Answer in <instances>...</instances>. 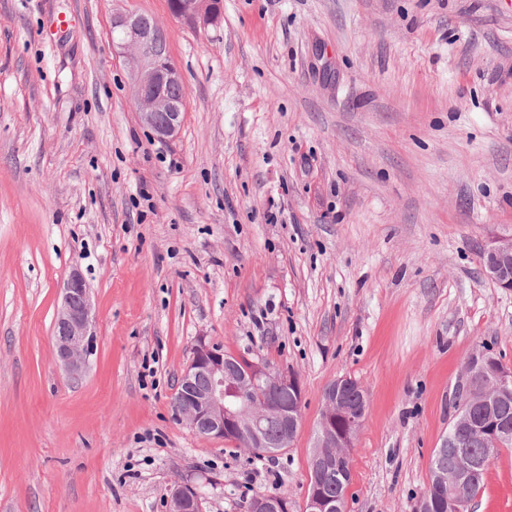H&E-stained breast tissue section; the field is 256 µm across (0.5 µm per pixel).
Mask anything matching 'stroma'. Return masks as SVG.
Returning <instances> with one entry per match:
<instances>
[{
  "label": "stroma",
  "instance_id": "stroma-1",
  "mask_svg": "<svg viewBox=\"0 0 512 512\" xmlns=\"http://www.w3.org/2000/svg\"><path fill=\"white\" fill-rule=\"evenodd\" d=\"M117 13L164 31L177 136L138 114ZM512 0H0V512H303L324 389L368 397L347 512H415L473 355L512 369ZM79 270L94 351L54 353ZM296 373L290 448L179 424L198 337ZM468 512H512V448ZM172 0L170 4H172ZM219 0H175L173 12L186 20L194 21L199 17L209 21L217 17ZM484 252L483 266L488 277L500 288L512 290V235L497 237ZM200 496L196 486L189 481L177 484L171 497L170 512H201Z\"/></svg>",
  "mask_w": 512,
  "mask_h": 512
}]
</instances>
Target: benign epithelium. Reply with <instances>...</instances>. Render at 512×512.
I'll use <instances>...</instances> for the list:
<instances>
[{
    "mask_svg": "<svg viewBox=\"0 0 512 512\" xmlns=\"http://www.w3.org/2000/svg\"><path fill=\"white\" fill-rule=\"evenodd\" d=\"M173 12L189 21L199 17L209 21L218 15L219 0H174ZM113 27L120 32L114 48L126 58L142 123L157 139L172 138L182 124L183 102L171 98L167 89L183 85V80L169 59L164 34L144 15L117 13ZM484 270L499 287L512 290V235L496 238L485 250ZM91 310L90 291L75 271L63 289L54 322L56 358L73 378L85 372L93 351ZM354 392L360 397L359 406L353 402ZM510 397L512 377L501 373L486 380L485 392L470 393L472 403L481 407L492 399ZM302 399L303 389L295 373L274 370L262 360L226 354L201 336L181 373L174 405L178 422L203 437L242 442L275 453L290 447L301 422ZM366 400L363 386L347 376L325 388L304 512H345V501L325 494L317 475L334 463L343 462L352 469L350 449L366 419ZM471 471L470 460L460 457L454 472L438 478L448 496L438 504L429 499L419 502L417 512H456ZM170 512H201L193 483L177 484ZM251 512H289L288 498L258 496Z\"/></svg>",
    "mask_w": 512,
    "mask_h": 512,
    "instance_id": "benign-epithelium-1",
    "label": "benign epithelium"
}]
</instances>
